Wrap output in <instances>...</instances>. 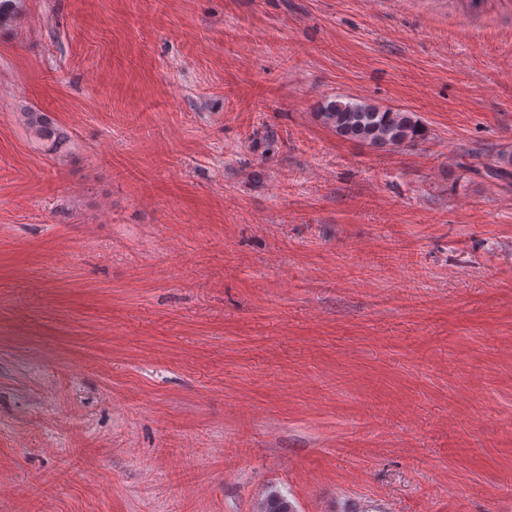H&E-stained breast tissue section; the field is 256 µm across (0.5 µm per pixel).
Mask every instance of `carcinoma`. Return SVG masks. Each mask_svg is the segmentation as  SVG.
Here are the masks:
<instances>
[{
    "label": "carcinoma",
    "mask_w": 512,
    "mask_h": 512,
    "mask_svg": "<svg viewBox=\"0 0 512 512\" xmlns=\"http://www.w3.org/2000/svg\"><path fill=\"white\" fill-rule=\"evenodd\" d=\"M23 0H0V30L16 22ZM320 121L336 135L366 142L375 147L401 148L425 139L426 129L415 114L359 99L345 101L333 98L326 101L317 113ZM27 124L37 136L56 145L65 138L63 129L43 112L26 113ZM260 512H296L292 502L277 490L268 492Z\"/></svg>",
    "instance_id": "carcinoma-1"
}]
</instances>
